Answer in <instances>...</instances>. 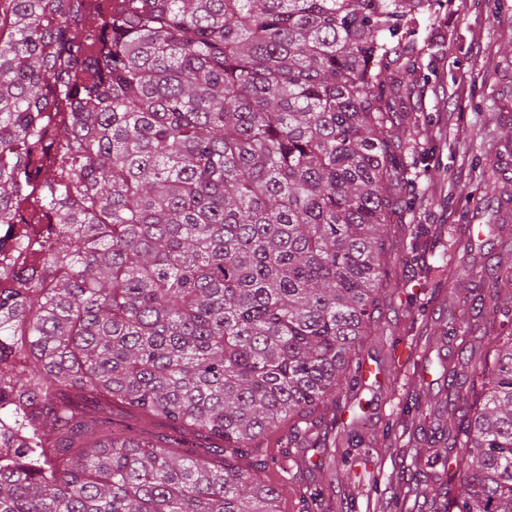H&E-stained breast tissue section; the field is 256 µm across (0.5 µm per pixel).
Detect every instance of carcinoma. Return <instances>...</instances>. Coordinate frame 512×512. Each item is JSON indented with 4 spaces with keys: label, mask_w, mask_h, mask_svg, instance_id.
Listing matches in <instances>:
<instances>
[{
    "label": "carcinoma",
    "mask_w": 512,
    "mask_h": 512,
    "mask_svg": "<svg viewBox=\"0 0 512 512\" xmlns=\"http://www.w3.org/2000/svg\"><path fill=\"white\" fill-rule=\"evenodd\" d=\"M432 0H0V512H279L243 455L347 405L408 179L388 124ZM432 512H512V257L458 245ZM140 413L117 427L112 405ZM152 441L172 443L180 448L190 449L194 456L210 461H222L224 452L216 448L221 442L210 438L205 433L186 431L175 428L168 422L158 419L152 429Z\"/></svg>",
    "instance_id": "carcinoma-1"
}]
</instances>
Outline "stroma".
<instances>
[{
	"label": "stroma",
	"mask_w": 512,
	"mask_h": 512,
	"mask_svg": "<svg viewBox=\"0 0 512 512\" xmlns=\"http://www.w3.org/2000/svg\"><path fill=\"white\" fill-rule=\"evenodd\" d=\"M414 46L418 65L401 74L390 119L409 132L404 151L414 156L407 171L414 190L398 220L420 228L421 246L411 250L401 233L393 241L378 324L358 351L373 373L350 408L323 414L308 447L288 446L276 430L235 457L243 467L265 466L282 491V512H430L419 477L437 496L448 486L442 467L426 462L449 453L442 435L448 371L460 346L446 332L472 298L455 244L471 239L473 260L489 273L512 252V0H433ZM474 127L482 137L472 146ZM497 161L507 176L500 193L478 176L480 165ZM152 438L202 459L224 458L207 434L162 419Z\"/></svg>",
	"instance_id": "stroma-1"
}]
</instances>
